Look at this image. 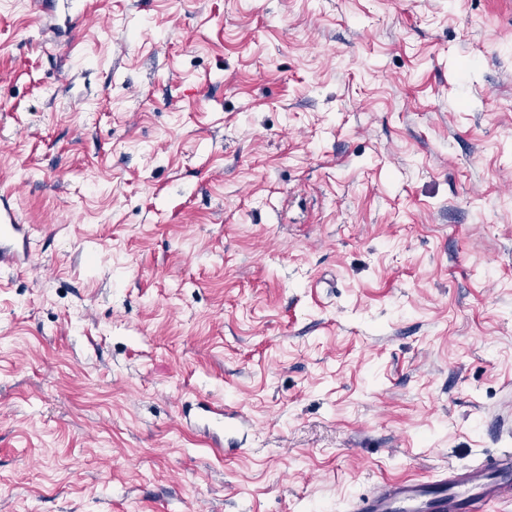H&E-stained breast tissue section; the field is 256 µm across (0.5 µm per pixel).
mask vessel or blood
<instances>
[{
	"label": "vessel or blood",
	"instance_id": "obj_1",
	"mask_svg": "<svg viewBox=\"0 0 512 512\" xmlns=\"http://www.w3.org/2000/svg\"><path fill=\"white\" fill-rule=\"evenodd\" d=\"M31 231L10 195H0V268L31 262ZM201 433L211 448L224 446V421L231 406L216 399L198 400ZM512 496V452L482 456L468 466H448L435 478L396 479L358 496L352 512H484L486 506Z\"/></svg>",
	"mask_w": 512,
	"mask_h": 512
}]
</instances>
